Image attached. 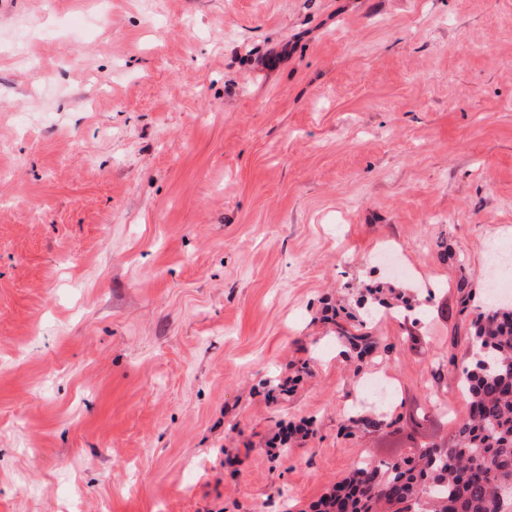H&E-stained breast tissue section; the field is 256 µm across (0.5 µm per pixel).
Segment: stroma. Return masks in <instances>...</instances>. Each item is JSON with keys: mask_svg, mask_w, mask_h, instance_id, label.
I'll return each mask as SVG.
<instances>
[{"mask_svg": "<svg viewBox=\"0 0 512 512\" xmlns=\"http://www.w3.org/2000/svg\"><path fill=\"white\" fill-rule=\"evenodd\" d=\"M495 239L512 0H0V512H306L450 438ZM311 434V424L307 420L302 419L299 422L282 421L262 438L261 444L262 448H267L268 454H276L277 450L288 448L290 441L294 440L302 443L308 440Z\"/></svg>", "mask_w": 512, "mask_h": 512, "instance_id": "stroma-1", "label": "stroma"}]
</instances>
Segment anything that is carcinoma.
<instances>
[{
  "label": "carcinoma",
  "instance_id": "cac0c4a2",
  "mask_svg": "<svg viewBox=\"0 0 512 512\" xmlns=\"http://www.w3.org/2000/svg\"><path fill=\"white\" fill-rule=\"evenodd\" d=\"M361 357L370 336L341 330ZM468 416L414 455L354 463L327 512H512V304L490 301L468 330Z\"/></svg>",
  "mask_w": 512,
  "mask_h": 512
}]
</instances>
